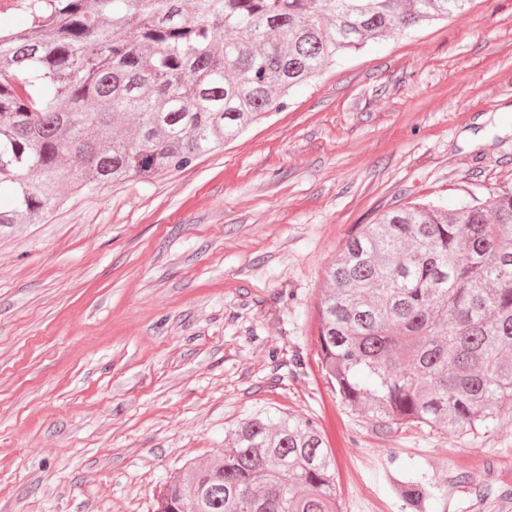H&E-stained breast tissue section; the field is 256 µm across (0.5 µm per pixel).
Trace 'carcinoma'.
<instances>
[{
  "mask_svg": "<svg viewBox=\"0 0 512 512\" xmlns=\"http://www.w3.org/2000/svg\"><path fill=\"white\" fill-rule=\"evenodd\" d=\"M469 0H24L0 35V225L64 192L189 167L278 109L336 57ZM317 307L320 363L381 432L487 431L512 409V191L418 203L346 242ZM332 449L311 418L260 412L218 458L186 462L155 512H340ZM418 506L448 480L390 479Z\"/></svg>",
  "mask_w": 512,
  "mask_h": 512,
  "instance_id": "1",
  "label": "carcinoma"
}]
</instances>
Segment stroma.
Instances as JSON below:
<instances>
[{"label":"stroma","mask_w":512,"mask_h":512,"mask_svg":"<svg viewBox=\"0 0 512 512\" xmlns=\"http://www.w3.org/2000/svg\"><path fill=\"white\" fill-rule=\"evenodd\" d=\"M187 169L66 193L0 227V512H154L184 462L260 411L313 417L341 512H512V412L488 432H377L319 363L328 266L412 203L512 190V0L368 43ZM394 494L417 507L425 498L433 495V489L444 492L448 498V477L441 483L428 476L422 462L399 470L397 477L389 481Z\"/></svg>","instance_id":"obj_1"}]
</instances>
